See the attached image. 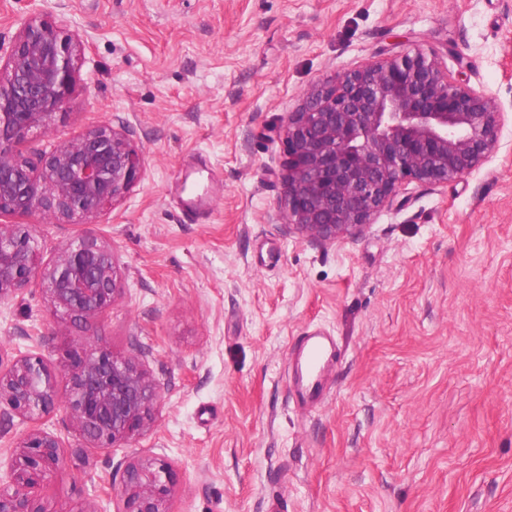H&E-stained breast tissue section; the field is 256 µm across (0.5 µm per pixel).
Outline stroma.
I'll list each match as a JSON object with an SVG mask.
<instances>
[{
    "instance_id": "1",
    "label": "stroma",
    "mask_w": 512,
    "mask_h": 512,
    "mask_svg": "<svg viewBox=\"0 0 512 512\" xmlns=\"http://www.w3.org/2000/svg\"><path fill=\"white\" fill-rule=\"evenodd\" d=\"M32 19L88 43L69 104L17 154L40 166L106 121L147 158L87 223L27 217L39 264L82 235L111 245L123 291L93 331L162 395L110 453L82 455L65 406L42 416L66 448L48 512H115L136 455L170 463L174 512H512V0H0V47ZM416 46L495 98L493 158L410 183L358 236L298 234L284 114L318 78ZM204 165L213 206L190 220L172 187ZM316 329L339 355L308 407L292 348ZM78 334L38 290L0 305L4 362L36 350L58 368Z\"/></svg>"
}]
</instances>
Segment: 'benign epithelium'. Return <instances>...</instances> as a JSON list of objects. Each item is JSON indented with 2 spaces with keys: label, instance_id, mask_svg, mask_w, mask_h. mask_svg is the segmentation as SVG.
<instances>
[{
  "label": "benign epithelium",
  "instance_id": "obj_1",
  "mask_svg": "<svg viewBox=\"0 0 512 512\" xmlns=\"http://www.w3.org/2000/svg\"><path fill=\"white\" fill-rule=\"evenodd\" d=\"M84 42L51 25L27 26L0 64V214L80 224L126 196L145 172V153L107 122L56 142L41 171L13 153L35 129L47 133L74 89ZM503 113L488 93L453 78L436 55L414 48L373 57L312 83L285 113L288 160L283 214L297 233L324 245L361 234L402 205L409 182L445 184L490 161ZM32 227L0 225V305L40 287L53 316L88 329L122 293L112 247L80 236L36 275ZM67 410L84 450L130 448L153 427L160 391L133 357L82 335L61 370ZM57 403L54 371L40 354L16 356L0 371V404L31 421ZM64 457L60 438L33 425L0 476V512H48L38 490ZM171 466L138 456L127 464L122 512H171Z\"/></svg>",
  "mask_w": 512,
  "mask_h": 512
}]
</instances>
